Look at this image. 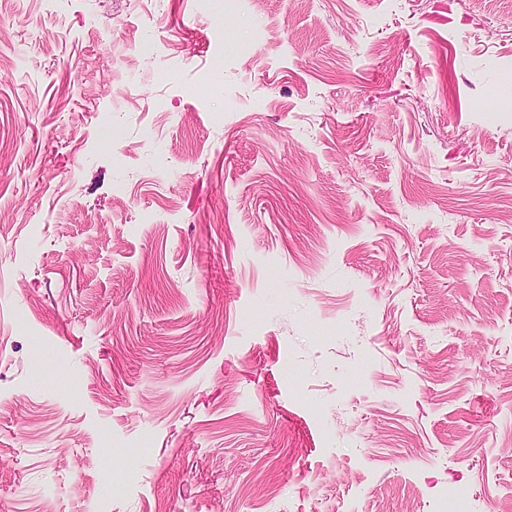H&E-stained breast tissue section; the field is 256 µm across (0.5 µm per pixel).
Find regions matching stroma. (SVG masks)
Instances as JSON below:
<instances>
[{
	"label": "stroma",
	"mask_w": 512,
	"mask_h": 512,
	"mask_svg": "<svg viewBox=\"0 0 512 512\" xmlns=\"http://www.w3.org/2000/svg\"><path fill=\"white\" fill-rule=\"evenodd\" d=\"M451 492L512 512V0H0V512Z\"/></svg>",
	"instance_id": "obj_1"
}]
</instances>
